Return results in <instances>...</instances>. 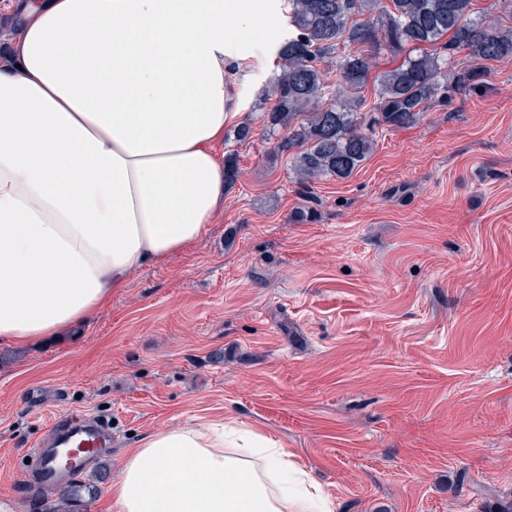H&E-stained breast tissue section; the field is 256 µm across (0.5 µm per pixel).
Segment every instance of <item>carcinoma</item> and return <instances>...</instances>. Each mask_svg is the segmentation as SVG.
Returning a JSON list of instances; mask_svg holds the SVG:
<instances>
[{"label":"carcinoma","instance_id":"carcinoma-1","mask_svg":"<svg viewBox=\"0 0 512 512\" xmlns=\"http://www.w3.org/2000/svg\"><path fill=\"white\" fill-rule=\"evenodd\" d=\"M462 54L512 58V26L475 0H288V40L265 111L273 156L290 153L306 180L348 178L374 151L373 127H411L428 107L481 87L482 72ZM382 55L396 65L376 74ZM370 83L373 106L363 112ZM82 491L67 486L66 512H78Z\"/></svg>","mask_w":512,"mask_h":512}]
</instances>
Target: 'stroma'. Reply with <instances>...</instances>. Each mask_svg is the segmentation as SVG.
Instances as JSON below:
<instances>
[{"mask_svg":"<svg viewBox=\"0 0 512 512\" xmlns=\"http://www.w3.org/2000/svg\"><path fill=\"white\" fill-rule=\"evenodd\" d=\"M288 36L278 0L229 81L251 139L207 235L146 264L81 326L0 345V499L41 512L28 459L55 418L114 419L81 475L105 512L148 435L232 419L276 440L335 512L512 504V58L484 88L383 128L346 179L271 160L257 107Z\"/></svg>","mask_w":512,"mask_h":512,"instance_id":"stroma-1","label":"stroma"}]
</instances>
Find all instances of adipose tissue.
<instances>
[{
	"label": "adipose tissue",
	"instance_id": "ef3b65f1",
	"mask_svg": "<svg viewBox=\"0 0 512 512\" xmlns=\"http://www.w3.org/2000/svg\"><path fill=\"white\" fill-rule=\"evenodd\" d=\"M0 64V344L84 322L144 263L206 236L235 115L226 60L267 0H12ZM111 512H334L287 449L234 423L161 430Z\"/></svg>",
	"mask_w": 512,
	"mask_h": 512
}]
</instances>
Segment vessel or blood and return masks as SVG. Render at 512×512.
<instances>
[{
  "label": "vessel or blood",
  "instance_id": "obj_1",
  "mask_svg": "<svg viewBox=\"0 0 512 512\" xmlns=\"http://www.w3.org/2000/svg\"><path fill=\"white\" fill-rule=\"evenodd\" d=\"M112 452V421L107 417H67L56 420L36 448L42 480L51 486L69 482Z\"/></svg>",
  "mask_w": 512,
  "mask_h": 512
}]
</instances>
